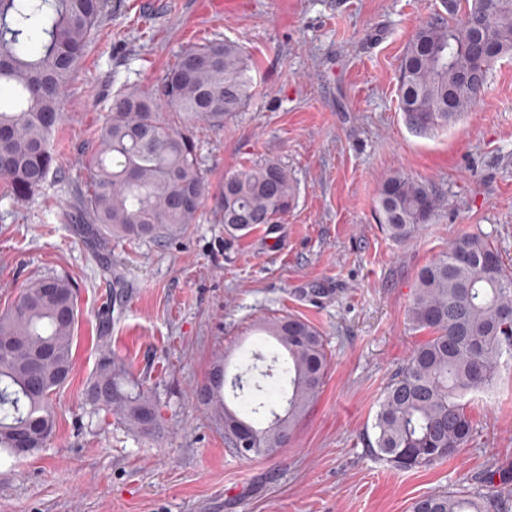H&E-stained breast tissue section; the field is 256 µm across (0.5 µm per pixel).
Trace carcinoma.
<instances>
[{"instance_id":"cac0c4a2","label":"carcinoma","mask_w":512,"mask_h":512,"mask_svg":"<svg viewBox=\"0 0 512 512\" xmlns=\"http://www.w3.org/2000/svg\"><path fill=\"white\" fill-rule=\"evenodd\" d=\"M107 0H0V87L12 93L0 106V180L18 199L30 197L55 162L52 134L60 100L84 57ZM448 17L421 23L400 63V109L409 128L427 132L456 122L480 95L490 65L512 54V0H448ZM493 49L479 60L473 47ZM254 82L240 46L213 40L185 51L153 92H116L106 122L95 132L80 203L87 225L127 240H170L196 223L209 190L190 130L215 126L251 98ZM288 171L266 161L224 177L219 213L229 233L277 224L294 201ZM440 199L424 183L396 173L382 184L380 223L404 241L429 223ZM512 273L488 239L464 234L417 274L408 309L416 330L427 331L384 387L368 447L392 468L409 471L455 456L472 438L467 397L497 380L503 355L512 357ZM77 291L61 276L33 280L0 313V453L19 459L26 440L33 454L57 428L53 394L73 373ZM264 329L287 352L288 388L254 382L234 398L249 414L267 413L259 426L229 407L224 385L209 381L205 401L224 420V443L244 457L271 456L307 415L326 378L328 352L320 330L294 314ZM96 412L116 416L145 434L164 430L152 389L133 379L112 354H103L84 389ZM284 396V413L276 398ZM512 475L486 471L474 488L420 497L412 512H507Z\"/></svg>"}]
</instances>
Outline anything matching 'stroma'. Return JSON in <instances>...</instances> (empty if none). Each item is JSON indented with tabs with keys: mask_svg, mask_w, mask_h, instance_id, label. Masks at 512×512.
<instances>
[{
	"mask_svg": "<svg viewBox=\"0 0 512 512\" xmlns=\"http://www.w3.org/2000/svg\"><path fill=\"white\" fill-rule=\"evenodd\" d=\"M444 12L443 0H110L61 100V170L25 200L0 182V310L41 275L79 290L56 435L0 462V512H411L420 496L512 470V364L472 395L473 437L452 459L398 471L368 449L384 386L426 337L408 317L418 270L462 234L492 240L512 267V55L451 125L415 133L399 107L403 52ZM216 39L241 46L256 88L223 127L193 128L211 190L198 222L162 244L85 235L83 162L113 94L156 86L185 50ZM265 161L287 169L293 207L275 229L226 233L215 198L225 175ZM397 172L441 199L404 242L379 222ZM288 313L321 331L325 384L288 445L244 458L199 393L217 360L232 377L275 347L259 325ZM106 349L153 389L162 433L85 405Z\"/></svg>",
	"mask_w": 512,
	"mask_h": 512,
	"instance_id": "stroma-1",
	"label": "stroma"
}]
</instances>
